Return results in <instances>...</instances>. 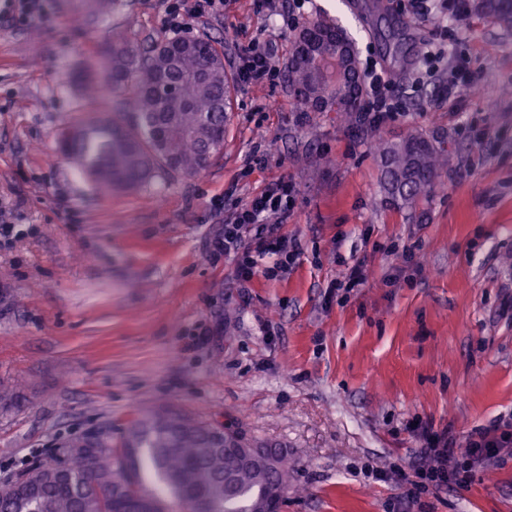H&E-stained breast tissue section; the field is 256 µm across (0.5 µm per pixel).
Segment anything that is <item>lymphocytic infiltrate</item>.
<instances>
[{
	"label": "lymphocytic infiltrate",
	"mask_w": 512,
	"mask_h": 512,
	"mask_svg": "<svg viewBox=\"0 0 512 512\" xmlns=\"http://www.w3.org/2000/svg\"><path fill=\"white\" fill-rule=\"evenodd\" d=\"M237 74L246 85H260L276 76L277 63L269 45L251 42L244 46L238 55ZM394 85L384 67L366 62L361 89L365 102L362 122L376 127L394 119L401 110ZM291 206L290 184L278 181L268 185L208 240L209 251L216 256L233 257L236 276L243 282L250 281L267 258L274 261L267 268L270 275L286 271L300 255L301 244L297 238L280 233L270 218H287ZM413 432L421 446L404 479L419 494L461 483L463 475L486 470L512 455V421L494 424L462 441L422 424L414 425Z\"/></svg>",
	"instance_id": "lymphocytic-infiltrate-1"
}]
</instances>
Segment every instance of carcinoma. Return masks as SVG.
<instances>
[{"instance_id":"obj_1","label":"carcinoma","mask_w":512,"mask_h":512,"mask_svg":"<svg viewBox=\"0 0 512 512\" xmlns=\"http://www.w3.org/2000/svg\"><path fill=\"white\" fill-rule=\"evenodd\" d=\"M173 54L157 49L141 53L120 30L101 46L99 58L112 79L87 70L81 75L86 99L110 95L132 104L88 126L67 125L58 134L64 151L82 160L85 173L110 191H126L144 183L160 167L185 174L200 172L224 150L227 112L231 111L234 79L224 65L220 43L207 37L189 46L182 38L167 40ZM291 49L286 78L297 103L315 109L330 80L321 62H297ZM328 109L347 125L357 122L359 98ZM383 189L403 206L426 200L443 185L444 148L422 134H410L382 149ZM209 425L174 406L144 412L128 426L120 445L103 446L93 467L78 459L87 448L86 436L75 435L68 466H36L27 472L28 495L0 497V512H112V492L130 471L132 491L144 492L150 474L174 499L193 509L192 496L204 495L211 512H261L264 505L288 490L292 465L288 455L264 471L242 465L229 451L210 447Z\"/></svg>"}]
</instances>
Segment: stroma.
<instances>
[{
  "label": "stroma",
  "mask_w": 512,
  "mask_h": 512,
  "mask_svg": "<svg viewBox=\"0 0 512 512\" xmlns=\"http://www.w3.org/2000/svg\"><path fill=\"white\" fill-rule=\"evenodd\" d=\"M49 0L48 22L0 19V481L61 459L73 435L119 443L145 408L173 403L295 463L282 512H394L406 481L363 467L408 468L417 420L465 439L512 419V24L478 10L458 25L415 18L411 0H281L262 13L228 0L185 32L221 41L227 70L241 46L271 43L286 62L306 23L353 37L358 62L392 74L401 116L368 133L336 113L302 117L284 75L236 86L224 151L194 175L168 169L107 192L64 154V124L86 109L78 77L113 29L135 48L170 39L172 0ZM407 19L411 41L468 58L481 95L440 97L448 64L395 62L374 28ZM443 140V185L407 208L388 200L373 141ZM293 185L283 233L302 245L286 274L235 278L206 249L236 208L278 180ZM367 279L335 290L350 266ZM411 512H512V458L464 486L422 494Z\"/></svg>",
  "instance_id": "obj_1"
}]
</instances>
